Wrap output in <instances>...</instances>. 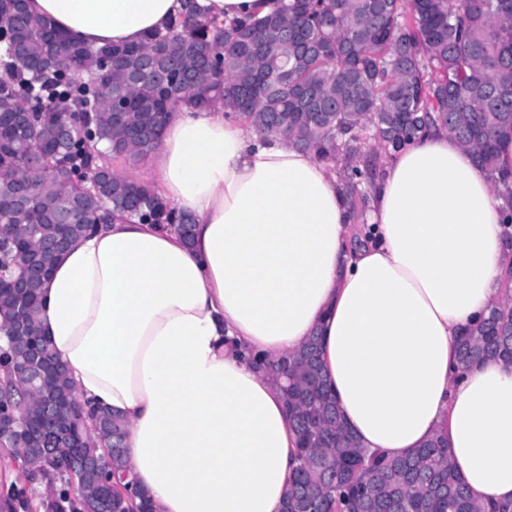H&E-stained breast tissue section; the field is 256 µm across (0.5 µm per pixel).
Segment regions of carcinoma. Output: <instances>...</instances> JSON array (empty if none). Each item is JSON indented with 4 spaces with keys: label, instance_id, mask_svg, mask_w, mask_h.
Listing matches in <instances>:
<instances>
[{
    "label": "carcinoma",
    "instance_id": "carcinoma-1",
    "mask_svg": "<svg viewBox=\"0 0 512 512\" xmlns=\"http://www.w3.org/2000/svg\"><path fill=\"white\" fill-rule=\"evenodd\" d=\"M0 241H19L29 265L56 264L44 244L70 223L68 245L86 233L83 215H131L179 224L147 185L112 172V155L143 159L160 145L178 106L221 103L260 133L336 163L358 215L363 184L380 173V158L412 142L430 123L474 152L512 209V176L497 171V150L512 140V0H278L275 10L227 23L204 16L196 0L163 32L134 45H88L30 12L27 0H0ZM90 121L63 136L66 112ZM18 112L37 117L17 127ZM368 142L375 156H362ZM39 302L24 291L0 290L6 337L0 349V439L38 467L42 444L22 428L23 387L34 366L54 360L47 339L35 353L26 337L42 335ZM463 369L489 358L512 362V306L494 307L464 336ZM288 399L301 438L286 512H483L458 477L449 450L435 439L406 456L369 460L325 384L318 337L298 352L267 361ZM98 438L122 445L126 426L100 411ZM84 436L83 419L65 414L56 443ZM81 507L69 481L49 491L46 512ZM25 490L11 487L3 512H27Z\"/></svg>",
    "mask_w": 512,
    "mask_h": 512
}]
</instances>
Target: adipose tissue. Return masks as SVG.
<instances>
[{
  "label": "adipose tissue",
  "mask_w": 512,
  "mask_h": 512,
  "mask_svg": "<svg viewBox=\"0 0 512 512\" xmlns=\"http://www.w3.org/2000/svg\"><path fill=\"white\" fill-rule=\"evenodd\" d=\"M243 19L274 0H197ZM186 0H28L83 42L165 30ZM191 242L98 224L55 265L38 320L78 400L127 427L126 478L154 512H282L298 436L256 357L322 338L326 383L367 453L442 438L469 492L512 503V363L457 343L512 272L504 199L447 129L390 152L353 220L336 166L222 106H182L140 176Z\"/></svg>",
  "instance_id": "adipose-tissue-1"
}]
</instances>
